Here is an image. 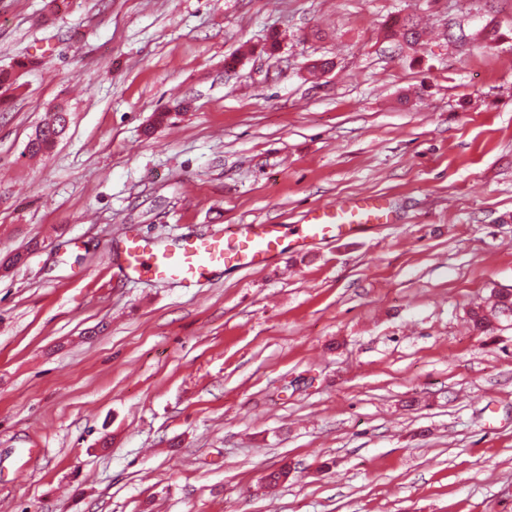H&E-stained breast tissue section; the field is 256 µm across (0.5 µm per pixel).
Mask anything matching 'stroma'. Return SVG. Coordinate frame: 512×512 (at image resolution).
<instances>
[{"label":"stroma","instance_id":"stroma-1","mask_svg":"<svg viewBox=\"0 0 512 512\" xmlns=\"http://www.w3.org/2000/svg\"><path fill=\"white\" fill-rule=\"evenodd\" d=\"M46 4L0 0V512H512V315L468 319L512 293V0ZM405 15L426 44L385 38ZM358 193L390 223L196 286L122 269L129 227ZM54 111L51 113L48 121L39 126L34 135L25 144V148L21 152L22 156H36L39 153L50 150L65 133L69 122V114L62 108H56ZM512 313V296L503 295L495 308L491 310L477 307L471 311V320L476 330L486 332L493 330L501 315Z\"/></svg>","mask_w":512,"mask_h":512}]
</instances>
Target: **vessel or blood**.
Here are the masks:
<instances>
[{
    "instance_id": "obj_1",
    "label": "vessel or blood",
    "mask_w": 512,
    "mask_h": 512,
    "mask_svg": "<svg viewBox=\"0 0 512 512\" xmlns=\"http://www.w3.org/2000/svg\"><path fill=\"white\" fill-rule=\"evenodd\" d=\"M389 219L380 197L360 193L308 209L302 224L289 232L279 224H235L208 237L160 245L128 230L121 241L123 271L129 277L176 279L192 285L228 269L268 266L283 252H304L318 241L356 238L369 225Z\"/></svg>"
}]
</instances>
